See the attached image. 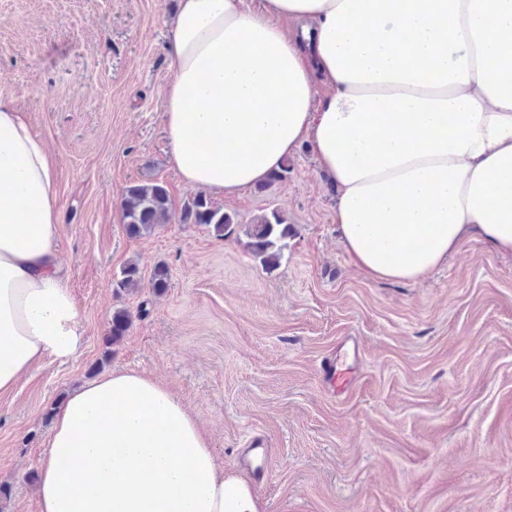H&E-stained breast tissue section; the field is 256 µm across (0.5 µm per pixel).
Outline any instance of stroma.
<instances>
[{
    "mask_svg": "<svg viewBox=\"0 0 512 512\" xmlns=\"http://www.w3.org/2000/svg\"><path fill=\"white\" fill-rule=\"evenodd\" d=\"M176 0H0V97L55 156L79 341L0 396V512H39L36 484L57 405L112 371H135L181 401L225 471L261 436L274 475L263 512H512V255L479 238L416 283L369 281L336 234L335 191L309 146L283 181L233 196L218 240L183 221L199 193L164 134ZM160 182L166 223L130 237L127 187ZM282 212L294 234L278 268L246 248L248 224ZM141 284L117 287L128 262ZM166 266L168 287L150 281ZM131 326L110 344L112 315ZM347 336L352 389H325L322 362Z\"/></svg>",
    "mask_w": 512,
    "mask_h": 512,
    "instance_id": "stroma-1",
    "label": "stroma"
}]
</instances>
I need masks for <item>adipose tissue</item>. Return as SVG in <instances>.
<instances>
[{"mask_svg":"<svg viewBox=\"0 0 512 512\" xmlns=\"http://www.w3.org/2000/svg\"><path fill=\"white\" fill-rule=\"evenodd\" d=\"M165 128L192 186L232 195L309 144L368 279L413 283L477 236L512 254V0H179ZM56 164L0 98V393L72 353ZM39 512H262L168 390L112 372L59 406Z\"/></svg>","mask_w":512,"mask_h":512,"instance_id":"obj_1","label":"adipose tissue"}]
</instances>
